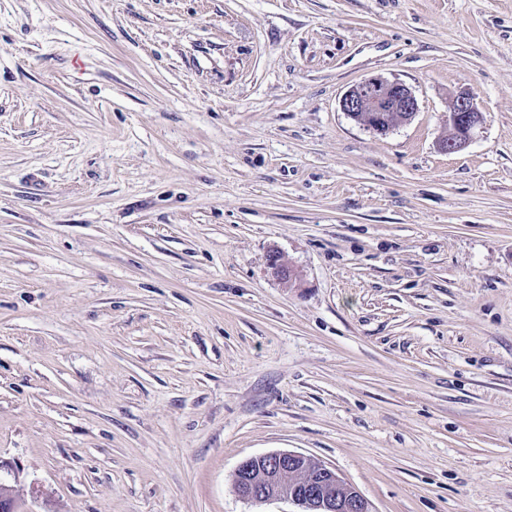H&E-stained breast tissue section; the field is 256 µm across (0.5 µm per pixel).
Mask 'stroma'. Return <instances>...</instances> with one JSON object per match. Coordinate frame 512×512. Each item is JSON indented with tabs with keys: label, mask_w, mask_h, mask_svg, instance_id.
Instances as JSON below:
<instances>
[{
	"label": "stroma",
	"mask_w": 512,
	"mask_h": 512,
	"mask_svg": "<svg viewBox=\"0 0 512 512\" xmlns=\"http://www.w3.org/2000/svg\"><path fill=\"white\" fill-rule=\"evenodd\" d=\"M278 451L512 512V0H0V459L51 512H293L233 487ZM340 106L351 118L379 135H386L396 125L412 121L418 112L413 91L398 81L372 76L352 85ZM482 122L474 95L467 89L459 91L453 98L448 112L449 134L439 141L445 152H454L467 145ZM269 269L271 274L287 288L301 286L302 277L297 268L288 264L278 251H272L269 255Z\"/></svg>",
	"instance_id": "obj_1"
}]
</instances>
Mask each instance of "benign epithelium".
Listing matches in <instances>:
<instances>
[{"instance_id": "benign-epithelium-1", "label": "benign epithelium", "mask_w": 512, "mask_h": 512, "mask_svg": "<svg viewBox=\"0 0 512 512\" xmlns=\"http://www.w3.org/2000/svg\"><path fill=\"white\" fill-rule=\"evenodd\" d=\"M348 116L360 120L379 135L406 124L418 112L413 91L398 81L368 77L352 85L340 101ZM482 122L474 95L467 89L453 98L448 112L449 134L439 141L445 152L467 145ZM271 274L287 288L301 286L297 268L278 251L269 255ZM236 494L244 501L262 504L288 501L299 512H372L369 502L336 471L308 455L294 451L273 452L242 460L234 472ZM18 467L0 460V512H33L26 499L16 494Z\"/></svg>"}]
</instances>
